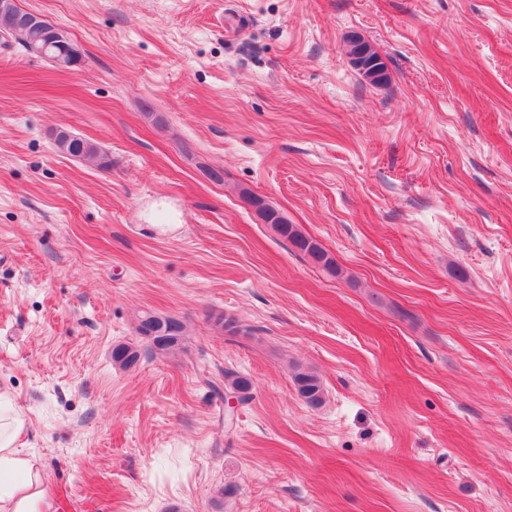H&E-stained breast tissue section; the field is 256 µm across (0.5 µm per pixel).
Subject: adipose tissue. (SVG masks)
<instances>
[{
	"label": "adipose tissue",
	"mask_w": 512,
	"mask_h": 512,
	"mask_svg": "<svg viewBox=\"0 0 512 512\" xmlns=\"http://www.w3.org/2000/svg\"><path fill=\"white\" fill-rule=\"evenodd\" d=\"M26 419L8 391H0V512H40L41 464L23 448Z\"/></svg>",
	"instance_id": "obj_1"
}]
</instances>
